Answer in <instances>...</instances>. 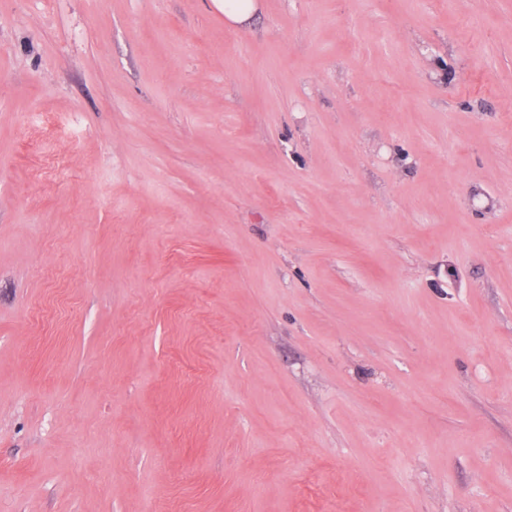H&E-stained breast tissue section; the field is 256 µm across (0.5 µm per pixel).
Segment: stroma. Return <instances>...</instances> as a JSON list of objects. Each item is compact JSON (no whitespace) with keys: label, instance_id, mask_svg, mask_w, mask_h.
I'll list each match as a JSON object with an SVG mask.
<instances>
[{"label":"stroma","instance_id":"1","mask_svg":"<svg viewBox=\"0 0 512 512\" xmlns=\"http://www.w3.org/2000/svg\"><path fill=\"white\" fill-rule=\"evenodd\" d=\"M0 512H512V0H0ZM212 5L224 12L229 23L241 25L250 20L258 8L257 0H211Z\"/></svg>","mask_w":512,"mask_h":512}]
</instances>
